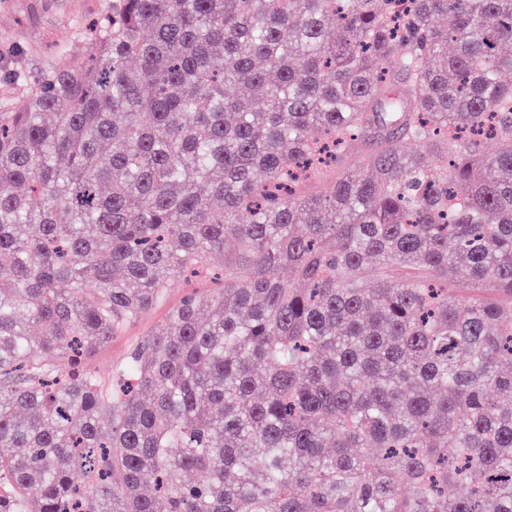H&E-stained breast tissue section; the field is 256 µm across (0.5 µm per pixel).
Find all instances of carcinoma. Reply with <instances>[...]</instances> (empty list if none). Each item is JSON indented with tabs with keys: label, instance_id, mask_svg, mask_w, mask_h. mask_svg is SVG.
<instances>
[{
	"label": "carcinoma",
	"instance_id": "obj_1",
	"mask_svg": "<svg viewBox=\"0 0 512 512\" xmlns=\"http://www.w3.org/2000/svg\"><path fill=\"white\" fill-rule=\"evenodd\" d=\"M505 45L512 0H112L0 111V512H512ZM374 153L372 144L363 141L355 144L344 157L342 167L345 170H363L368 167L371 156ZM195 288L203 291L205 288H211V284L204 281L191 282L182 277L171 279L164 298L149 313L138 321L128 324L118 336L112 338L110 343L92 355L89 368L102 379L105 385L112 384V372L123 362L131 347L151 327L164 321L183 297Z\"/></svg>",
	"mask_w": 512,
	"mask_h": 512
}]
</instances>
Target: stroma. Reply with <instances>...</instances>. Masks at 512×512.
I'll use <instances>...</instances> for the list:
<instances>
[{
  "mask_svg": "<svg viewBox=\"0 0 512 512\" xmlns=\"http://www.w3.org/2000/svg\"><path fill=\"white\" fill-rule=\"evenodd\" d=\"M111 0H0V110L13 106L34 80L52 67L75 65L87 47V29ZM205 282L170 280L164 298L138 321L128 324L91 356L89 367L111 384L112 373L151 327L166 319L193 289Z\"/></svg>",
  "mask_w": 512,
  "mask_h": 512,
  "instance_id": "stroma-1",
  "label": "stroma"
}]
</instances>
